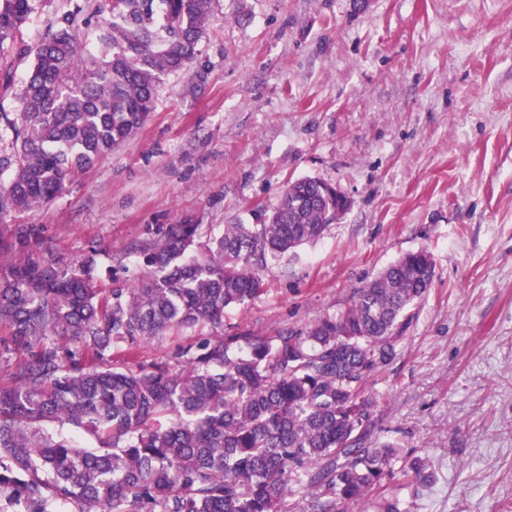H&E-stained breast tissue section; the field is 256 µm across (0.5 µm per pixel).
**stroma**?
Here are the masks:
<instances>
[{
    "label": "stroma",
    "mask_w": 512,
    "mask_h": 512,
    "mask_svg": "<svg viewBox=\"0 0 512 512\" xmlns=\"http://www.w3.org/2000/svg\"><path fill=\"white\" fill-rule=\"evenodd\" d=\"M199 49L21 223L72 262L98 245L103 284L169 225L260 224L287 181L333 184L350 209L268 258V292L225 327L304 326L428 250L432 285L368 383L373 434L429 464L407 512H512V0H217Z\"/></svg>",
    "instance_id": "stroma-1"
}]
</instances>
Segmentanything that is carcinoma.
<instances>
[{"label":"carcinoma","instance_id":"cac0c4a2","mask_svg":"<svg viewBox=\"0 0 512 512\" xmlns=\"http://www.w3.org/2000/svg\"><path fill=\"white\" fill-rule=\"evenodd\" d=\"M36 2L0 0V85L12 86L15 55L31 58L16 111L0 112V512H285L307 496L336 512L368 498L398 450L367 443L379 397L366 384L396 356L431 254H405L334 315L256 336L224 331V312L267 291L268 256L335 220L320 179L288 182L262 224L170 225L139 247L143 272L108 288L94 281L95 246L76 263L33 250L39 226L7 218L53 201L138 132L164 77L198 57L215 0H93L6 53ZM204 329L170 359H140ZM401 474L379 512H407L401 491L429 481L420 459Z\"/></svg>","mask_w":512,"mask_h":512}]
</instances>
